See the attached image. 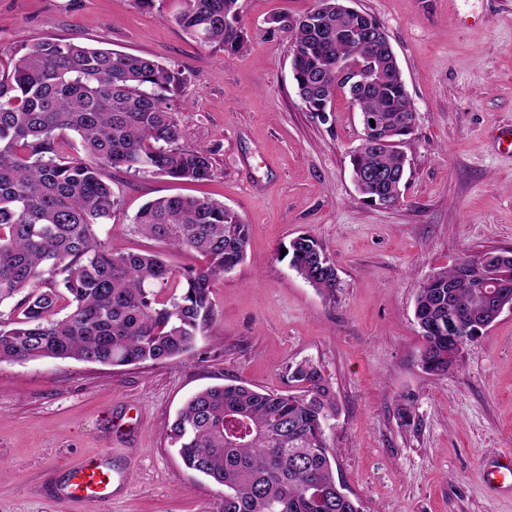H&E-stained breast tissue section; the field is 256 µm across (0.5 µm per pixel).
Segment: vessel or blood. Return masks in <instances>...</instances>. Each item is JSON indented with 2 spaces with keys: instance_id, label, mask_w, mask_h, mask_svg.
<instances>
[{
  "instance_id": "1",
  "label": "vessel or blood",
  "mask_w": 512,
  "mask_h": 512,
  "mask_svg": "<svg viewBox=\"0 0 512 512\" xmlns=\"http://www.w3.org/2000/svg\"><path fill=\"white\" fill-rule=\"evenodd\" d=\"M482 478L490 490L512 493V453L495 454L484 468ZM126 491L122 476L113 474L104 461L91 460L69 471L58 488V499L65 507L77 506L82 512H96L99 506Z\"/></svg>"
}]
</instances>
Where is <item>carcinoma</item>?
Here are the masks:
<instances>
[{
  "instance_id": "cac0c4a2",
  "label": "carcinoma",
  "mask_w": 512,
  "mask_h": 512,
  "mask_svg": "<svg viewBox=\"0 0 512 512\" xmlns=\"http://www.w3.org/2000/svg\"><path fill=\"white\" fill-rule=\"evenodd\" d=\"M175 22L218 49L246 46L238 0H186ZM296 55L292 74L308 112L346 91L360 113L378 115L375 140L411 139L405 80L381 47L349 36L356 24L378 28L370 15L316 7L299 20L275 15ZM373 61L389 76L346 86L332 73L336 58ZM185 82L182 69L148 55L48 39L0 52V362L76 358L108 366L165 364L194 353L213 321L215 281L246 258L249 228L224 203L185 195L146 202L132 217L138 234L166 249H189L205 265L174 272L159 252L107 249L95 227L122 201L104 176L126 169L177 181L213 175L210 152L181 143L172 109ZM355 180L373 170L387 183H365L372 205L392 200L407 156L380 146L350 155ZM289 266L318 293L333 297L336 266L310 233L289 243ZM457 266L421 283L415 317L421 362L444 375L448 303L466 315L491 316V303L470 288L448 296ZM69 308L59 316L62 307ZM292 379L300 395L259 392L242 385L194 394L170 426L184 465L224 487L220 512H361L336 480L329 420L336 400L321 371L300 364Z\"/></svg>"
}]
</instances>
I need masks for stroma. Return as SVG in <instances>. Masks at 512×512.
<instances>
[{"mask_svg":"<svg viewBox=\"0 0 512 512\" xmlns=\"http://www.w3.org/2000/svg\"><path fill=\"white\" fill-rule=\"evenodd\" d=\"M389 36L416 110L400 204H366L350 175L361 114L336 93L327 116L306 111L290 42L276 14L315 0H238L249 42L202 45L174 17L184 0H0V49L47 38L184 68L173 107L182 141L211 152L213 176L178 182L112 171L122 208L102 245L158 250L130 218L172 194L215 199L250 225L246 260L214 284L215 319L193 356L109 367L77 359L0 363V512H67L55 482L99 458L126 475L125 497L98 512H216L222 486L187 469L167 430L195 392L243 384L297 394L316 365L339 411L338 475L363 512H512L479 470L512 449V311L461 351L454 370L426 373L414 317L420 283L481 251L512 248V0H352ZM314 235L335 264V298L315 291L281 251Z\"/></svg>","mask_w":512,"mask_h":512,"instance_id":"obj_1","label":"stroma"}]
</instances>
